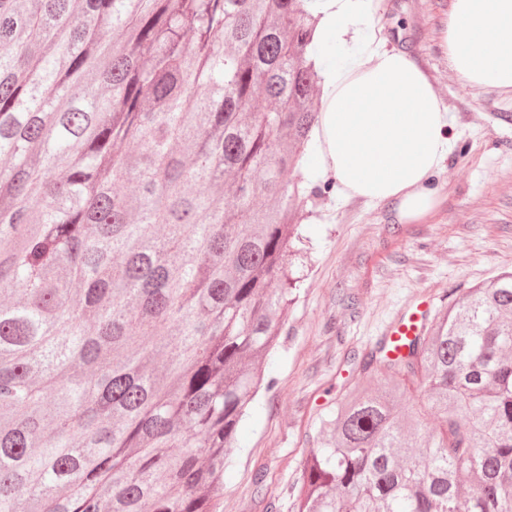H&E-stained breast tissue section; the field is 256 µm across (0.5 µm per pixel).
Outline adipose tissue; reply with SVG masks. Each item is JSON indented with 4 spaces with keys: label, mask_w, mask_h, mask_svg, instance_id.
I'll return each instance as SVG.
<instances>
[{
    "label": "adipose tissue",
    "mask_w": 512,
    "mask_h": 512,
    "mask_svg": "<svg viewBox=\"0 0 512 512\" xmlns=\"http://www.w3.org/2000/svg\"><path fill=\"white\" fill-rule=\"evenodd\" d=\"M324 102L312 159L339 191L394 203L416 221L438 200L433 178L452 139L423 71L365 30L369 0H315ZM443 47L471 87L512 89V0H453Z\"/></svg>",
    "instance_id": "obj_1"
}]
</instances>
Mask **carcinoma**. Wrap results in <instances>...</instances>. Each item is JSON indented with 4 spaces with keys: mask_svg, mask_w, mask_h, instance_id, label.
Wrapping results in <instances>:
<instances>
[{
    "mask_svg": "<svg viewBox=\"0 0 512 512\" xmlns=\"http://www.w3.org/2000/svg\"><path fill=\"white\" fill-rule=\"evenodd\" d=\"M316 23L312 0H0V512H224L331 189L302 187ZM510 349L504 271L353 356L378 380L321 416L294 512H512Z\"/></svg>",
    "mask_w": 512,
    "mask_h": 512,
    "instance_id": "obj_1",
    "label": "carcinoma"
}]
</instances>
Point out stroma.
<instances>
[{
  "label": "stroma",
  "mask_w": 512,
  "mask_h": 512,
  "mask_svg": "<svg viewBox=\"0 0 512 512\" xmlns=\"http://www.w3.org/2000/svg\"><path fill=\"white\" fill-rule=\"evenodd\" d=\"M385 48L411 56L447 112L453 148L435 176L442 201L403 224L339 191L303 220L308 261L279 346L224 473V512H293L289 490L316 447L320 417L361 385L347 359L369 351L402 312L436 310L452 288L512 270V90L470 87L442 46L452 0H371Z\"/></svg>",
  "instance_id": "1"
}]
</instances>
